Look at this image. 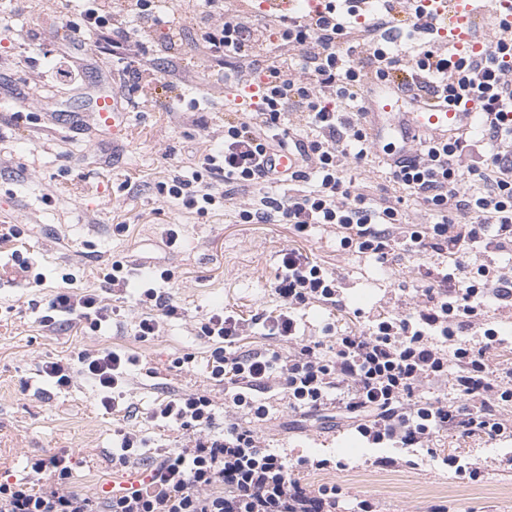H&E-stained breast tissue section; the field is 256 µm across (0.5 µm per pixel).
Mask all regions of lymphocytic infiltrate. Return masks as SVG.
I'll list each match as a JSON object with an SVG mask.
<instances>
[{
  "instance_id": "obj_1",
  "label": "lymphocytic infiltrate",
  "mask_w": 512,
  "mask_h": 512,
  "mask_svg": "<svg viewBox=\"0 0 512 512\" xmlns=\"http://www.w3.org/2000/svg\"><path fill=\"white\" fill-rule=\"evenodd\" d=\"M167 39L182 43L185 25L200 34L207 58L224 71V85L238 101L224 120V143L202 152L192 174L173 170L160 187V205L189 211H224L239 224H287L304 233L331 224L343 248L387 261L395 248L413 254L448 255L449 272L412 276L411 313L394 314L356 329L312 339L298 331V309L336 305V279L307 255L283 252L275 290L281 307L244 318L213 312L201 324L213 343L209 378L224 388L225 407L237 418L215 431V404L204 392L172 391L148 417L176 426L188 445L147 455V441L134 429H118L115 465L136 464L135 484L90 497L75 490L73 456L31 458L44 475L39 487L0 479V512H336L340 487L311 488L296 469L327 470L329 459L287 455L265 445L271 419L265 395L283 392L288 411L306 417L328 410L349 421L370 448L433 450L447 434L498 440L512 436V368L494 370L491 353L501 340L485 330L480 342L460 340L458 328L481 324L488 298H512V279L492 263L471 267L468 245L512 243V37L495 15L473 19L482 48L453 62L454 48L440 34L430 7L420 0H318L299 16L242 11L236 0H182L168 7ZM84 26L94 28L113 57L129 63L128 76L146 71L141 33L159 23L154 0H91ZM410 50L393 53L392 38ZM405 97L411 111L439 101L473 104L479 126L445 139L423 133L399 147H377L360 120L364 82ZM289 148L297 168L286 178L270 176L265 157ZM381 163L388 185L371 197L364 184L347 180L354 168L372 172ZM155 305L156 314L145 313ZM181 308L156 288H144L137 305L118 307L99 294L58 289L39 324L111 326L134 321L140 341L158 336L162 318ZM262 328L288 348L242 352L246 330ZM453 352H445L444 344ZM80 370L63 360L45 361L42 373L59 389L82 374L97 387L107 412H122L136 357L114 348L82 351ZM451 385L453 398H427V384Z\"/></svg>"
}]
</instances>
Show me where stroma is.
<instances>
[{"label": "stroma", "instance_id": "35a3bbf8", "mask_svg": "<svg viewBox=\"0 0 512 512\" xmlns=\"http://www.w3.org/2000/svg\"><path fill=\"white\" fill-rule=\"evenodd\" d=\"M13 16L0 24V225L32 228L23 251L0 243V476L28 478L25 460L69 451L74 458V486L97 497L128 485L132 474L112 466V434L133 428L151 447L180 446V432L156 426L148 409L166 392L207 391L216 405L224 403L223 387L209 380L206 365L212 344L200 324L216 309L251 317L277 310L281 300L274 283L282 252L297 248L328 273L340 288L336 309L318 305L297 314L300 334L322 338L327 319L337 329L357 327L359 320L408 311L405 283L408 267L442 268L438 255L415 256L398 250L381 262L357 249H342L336 229L318 224L300 235L286 224H235L212 211L200 216L176 207L157 208L158 187L174 167L196 166V148L221 142L224 135V88L199 46V36L186 30L183 45L170 51L166 25L144 32L145 58L158 79L136 84L123 75L93 33L68 42L67 32L51 28L34 0H11ZM83 67L80 85L64 88L52 78L61 53ZM199 79L196 89L171 82L172 61ZM117 92L128 102L125 132L113 136L95 117L98 96ZM40 98L36 118L20 115V102ZM37 169L39 179L27 176ZM125 225L114 233L115 225ZM176 230L174 246L164 244L167 230ZM126 258L129 286L119 303L132 305L135 289L149 270H170L161 292L185 310L165 320L159 336L142 342L128 320L114 321L103 333L71 329L43 331L38 317L62 287L64 274L77 277V288L100 292L105 266ZM28 261L43 276L40 286L28 284L19 261ZM484 326L464 329V340L479 342L484 327L507 340L495 353L497 362L512 364V303L489 299ZM114 347L138 357L126 386L133 416L109 414L97 402L92 385L75 378L55 390L42 377L44 361L76 359L87 348ZM182 368H173L175 359ZM269 448L291 459L313 455L336 457L342 466L305 471L301 478L317 487L335 484L342 505L371 495L379 512H426L435 501L448 512H512V440L442 437L438 460L420 448H366L356 432L340 419L311 415L298 424L280 410L264 431ZM481 466L477 479L457 475L441 461L445 455ZM395 458L392 467L378 458ZM415 460L408 468L406 460Z\"/></svg>", "mask_w": 512, "mask_h": 512}]
</instances>
